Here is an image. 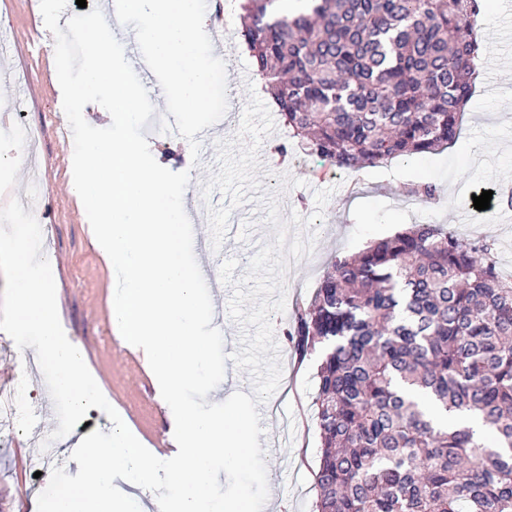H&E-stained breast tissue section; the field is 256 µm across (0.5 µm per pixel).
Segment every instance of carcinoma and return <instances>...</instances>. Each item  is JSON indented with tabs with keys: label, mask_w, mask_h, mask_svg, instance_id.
<instances>
[{
	"label": "carcinoma",
	"mask_w": 512,
	"mask_h": 512,
	"mask_svg": "<svg viewBox=\"0 0 512 512\" xmlns=\"http://www.w3.org/2000/svg\"><path fill=\"white\" fill-rule=\"evenodd\" d=\"M281 2L237 0L238 34L301 151L350 172L455 142L479 0ZM286 336L319 355L316 512H512V281L490 241L412 224L340 257Z\"/></svg>",
	"instance_id": "carcinoma-1"
}]
</instances>
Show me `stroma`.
Wrapping results in <instances>:
<instances>
[{
  "label": "stroma",
  "mask_w": 512,
  "mask_h": 512,
  "mask_svg": "<svg viewBox=\"0 0 512 512\" xmlns=\"http://www.w3.org/2000/svg\"><path fill=\"white\" fill-rule=\"evenodd\" d=\"M495 4L492 19L477 21L485 51L459 135L474 146L471 160H461L451 146L437 154L396 158L345 177L335 167L293 148L287 162L280 164L273 148L287 142L288 131L277 114L272 117L273 130L260 143L256 174L262 194L288 193L293 213L306 219L317 209L316 192L330 193L321 219L301 230L304 237L313 238V250L292 266L285 286V310L271 317L282 375L269 401L257 407L266 422L259 443L265 451L270 490L263 512H274L280 503L284 512H315L320 453L313 406L316 357L300 356L285 333L310 303L335 257L356 253L405 225L430 219L469 238L493 240L499 274L512 275V208L494 205L488 224L468 221L473 194L512 188V0H495ZM54 54V37L43 20L34 17L31 0H0V207L17 196L30 199L35 218L46 229L42 248L50 256L66 336L81 345L91 374L128 426L147 447L167 454L171 410L158 396L142 354L123 346L112 332V271L98 252L72 192L73 143L59 133L67 118L55 81ZM213 54L224 60L227 80V111L210 128L218 142L234 139L238 133L250 101L249 85L241 77L252 74L253 61L236 41L214 45ZM150 100L155 112L144 135L160 165L174 172L189 169L196 177L184 197L194 230V254L199 266L211 273L214 307L227 310L233 289L220 281L222 261L237 259L233 275H245L252 256L274 241V228L265 221V209L246 201L233 210L221 249L213 250L206 207L225 204L227 198L216 191L210 200H203L201 184L217 170L218 152L210 150L195 164L177 150L176 139L159 138L169 119L163 91H156ZM21 116L41 130L32 159L22 162L17 159L20 147L7 132L8 124ZM423 177L438 186L439 201L428 209L408 206L409 187ZM0 371L25 382L36 415L33 427L18 435L10 447L0 448V512H37L38 495L48 482L47 476L37 473L41 444L58 427L54 406L44 392L39 365L2 331Z\"/></svg>",
  "instance_id": "35a3bbf8"
}]
</instances>
